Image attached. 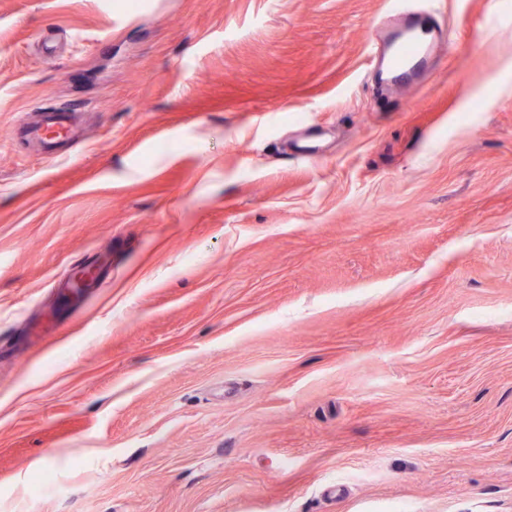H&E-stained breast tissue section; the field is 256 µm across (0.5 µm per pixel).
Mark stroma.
Wrapping results in <instances>:
<instances>
[{
  "label": "stroma",
  "instance_id": "1",
  "mask_svg": "<svg viewBox=\"0 0 512 512\" xmlns=\"http://www.w3.org/2000/svg\"><path fill=\"white\" fill-rule=\"evenodd\" d=\"M432 8L384 99L389 0H0V512H512V0Z\"/></svg>",
  "mask_w": 512,
  "mask_h": 512
}]
</instances>
